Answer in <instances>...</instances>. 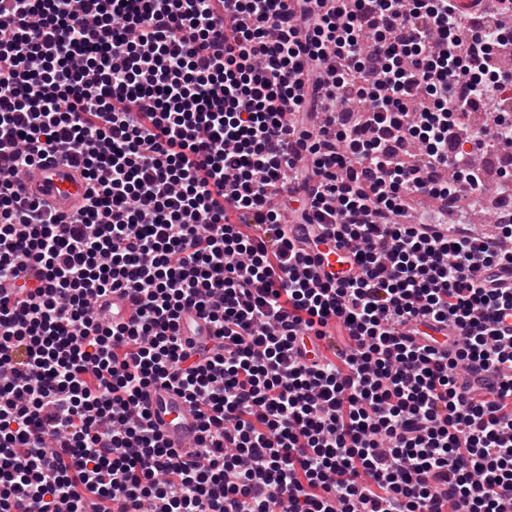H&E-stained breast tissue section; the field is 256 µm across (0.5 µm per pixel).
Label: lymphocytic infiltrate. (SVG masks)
I'll use <instances>...</instances> for the list:
<instances>
[{
    "label": "lymphocytic infiltrate",
    "instance_id": "obj_1",
    "mask_svg": "<svg viewBox=\"0 0 512 512\" xmlns=\"http://www.w3.org/2000/svg\"><path fill=\"white\" fill-rule=\"evenodd\" d=\"M511 10L0 5V512L512 504V223L497 240L448 221L483 188L471 113L493 102L512 126V39L483 36ZM59 154L89 185L70 219L20 192ZM415 195L436 206L402 223ZM331 241L347 268L313 281ZM117 291L125 322L96 307ZM189 308L213 328L194 354ZM443 324L453 340L431 337ZM331 331L335 359L297 355ZM157 384L199 419L192 457L149 422Z\"/></svg>",
    "mask_w": 512,
    "mask_h": 512
}]
</instances>
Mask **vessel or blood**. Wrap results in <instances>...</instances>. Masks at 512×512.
Segmentation results:
<instances>
[{
    "instance_id": "1",
    "label": "vessel or blood",
    "mask_w": 512,
    "mask_h": 512,
    "mask_svg": "<svg viewBox=\"0 0 512 512\" xmlns=\"http://www.w3.org/2000/svg\"><path fill=\"white\" fill-rule=\"evenodd\" d=\"M88 183L81 169L68 166L62 159L43 163L34 178L27 182L30 195L51 201L57 213L71 215L85 201ZM212 329L196 312L183 316L182 338L193 339L195 346L210 344ZM143 404L153 427L161 433L169 447L180 454L194 451L199 422L193 409L179 390L160 385L147 390Z\"/></svg>"
}]
</instances>
